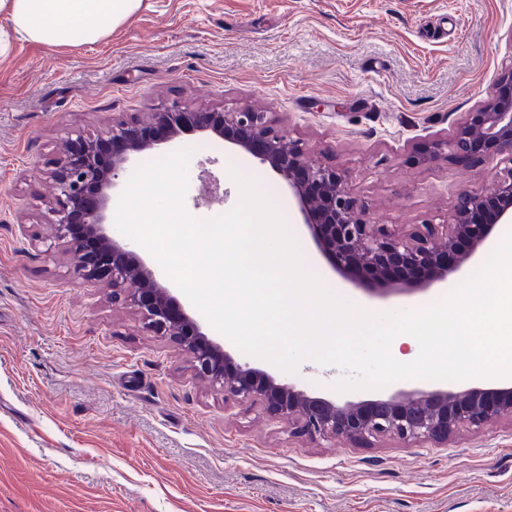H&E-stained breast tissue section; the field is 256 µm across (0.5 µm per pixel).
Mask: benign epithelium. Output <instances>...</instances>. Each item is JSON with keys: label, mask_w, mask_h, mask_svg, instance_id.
Segmentation results:
<instances>
[{"label": "benign epithelium", "mask_w": 512, "mask_h": 512, "mask_svg": "<svg viewBox=\"0 0 512 512\" xmlns=\"http://www.w3.org/2000/svg\"><path fill=\"white\" fill-rule=\"evenodd\" d=\"M203 133L229 142L268 166L288 186L310 239L330 267L359 288L426 290L458 273L512 222V67L490 96L464 114L447 138L432 143L426 163L467 167L501 165L490 189H464L450 224L425 223L401 234L375 224L345 175L305 156L302 144L279 134L268 113L161 106L130 121H115L95 136L81 133L51 172L55 196L46 204L55 238L75 257L74 272L112 289V299L139 315L150 332L168 336L186 353L195 375L211 380L243 404L311 441L341 437L356 446L381 438L404 444L448 446L462 428L512 422V387L462 384L402 390L352 401L310 397L248 362L236 361L209 338L173 293L162 272L129 244L110 236L112 196L131 160L159 152L185 135Z\"/></svg>", "instance_id": "benign-epithelium-1"}]
</instances>
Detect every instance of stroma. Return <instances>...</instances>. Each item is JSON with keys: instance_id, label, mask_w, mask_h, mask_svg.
Here are the masks:
<instances>
[{"instance_id": "1", "label": "stroma", "mask_w": 512, "mask_h": 512, "mask_svg": "<svg viewBox=\"0 0 512 512\" xmlns=\"http://www.w3.org/2000/svg\"><path fill=\"white\" fill-rule=\"evenodd\" d=\"M0 56V512H512V422L447 447L368 446L290 434L195 377L169 337L111 289L76 276L46 226L49 175L68 136L159 104L253 107L308 155L346 172L378 224L448 223L461 189L495 164L422 163L512 65V0H143L93 45L13 34ZM186 212L210 218L201 170L239 200L226 159L258 178L306 267L378 311L426 307L448 288L379 297L319 256L267 167L188 136ZM262 369L312 396L335 379L308 363Z\"/></svg>"}]
</instances>
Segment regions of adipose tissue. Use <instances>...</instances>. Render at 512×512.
<instances>
[{"label":"adipose tissue","mask_w":512,"mask_h":512,"mask_svg":"<svg viewBox=\"0 0 512 512\" xmlns=\"http://www.w3.org/2000/svg\"><path fill=\"white\" fill-rule=\"evenodd\" d=\"M143 0H0L16 33L47 45L94 44L139 10Z\"/></svg>","instance_id":"1"}]
</instances>
